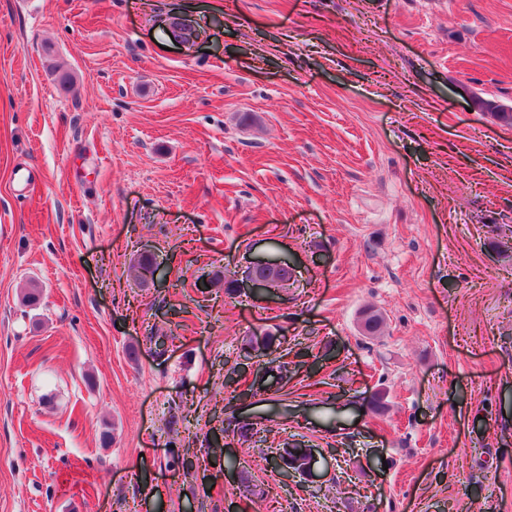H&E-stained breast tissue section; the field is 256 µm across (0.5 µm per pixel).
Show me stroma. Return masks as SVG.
<instances>
[{"instance_id": "stroma-1", "label": "stroma", "mask_w": 512, "mask_h": 512, "mask_svg": "<svg viewBox=\"0 0 512 512\" xmlns=\"http://www.w3.org/2000/svg\"><path fill=\"white\" fill-rule=\"evenodd\" d=\"M463 85L512 106V0H0V512H512V127ZM268 267L275 270L285 269L288 272V275L291 276L293 269L292 267L285 261H277V260H254L249 262V266L245 272V276L241 280V284L239 288H247L251 292L256 294H261L265 292V288H271L270 284L274 282L273 286L279 287L284 284H280L279 282L288 281L285 274H276L275 279H261L254 275V270L256 268ZM310 448H303L299 446H292L290 448H282V451L279 453L277 461L275 462V467H287L288 469H292L296 472L303 471L306 467V475L308 478H314L317 476L313 464L314 458L312 456L311 460ZM310 460V463H309ZM309 463V465H308ZM308 465V466H307ZM281 469L279 474L286 479L290 476H293L292 470Z\"/></svg>"}]
</instances>
